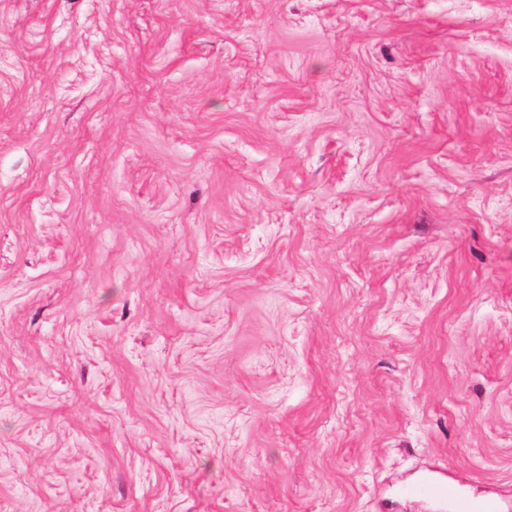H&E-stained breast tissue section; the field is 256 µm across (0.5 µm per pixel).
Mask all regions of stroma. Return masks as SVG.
<instances>
[{
    "mask_svg": "<svg viewBox=\"0 0 512 512\" xmlns=\"http://www.w3.org/2000/svg\"><path fill=\"white\" fill-rule=\"evenodd\" d=\"M512 512V0H0V512ZM406 495L422 501L448 505L457 512H497V505L486 495L464 494L460 487L446 476L424 475L403 487Z\"/></svg>",
    "mask_w": 512,
    "mask_h": 512,
    "instance_id": "35a3bbf8",
    "label": "stroma"
}]
</instances>
